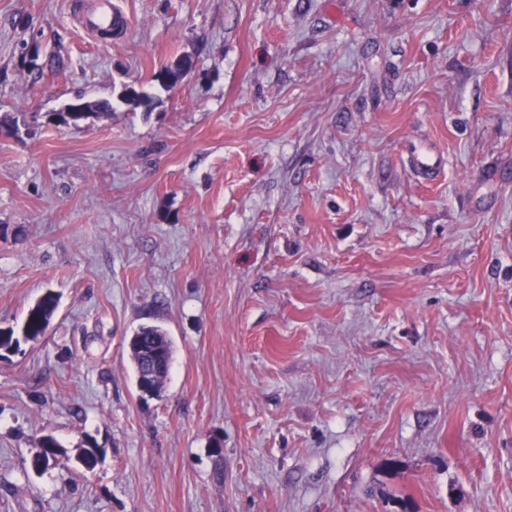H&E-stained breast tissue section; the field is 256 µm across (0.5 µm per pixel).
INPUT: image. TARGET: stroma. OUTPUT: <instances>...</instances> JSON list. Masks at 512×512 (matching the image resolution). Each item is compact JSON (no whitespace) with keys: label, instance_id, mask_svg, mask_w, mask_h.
Returning a JSON list of instances; mask_svg holds the SVG:
<instances>
[{"label":"stroma","instance_id":"obj_1","mask_svg":"<svg viewBox=\"0 0 512 512\" xmlns=\"http://www.w3.org/2000/svg\"><path fill=\"white\" fill-rule=\"evenodd\" d=\"M91 3L0 0V512H512V0ZM119 12L114 7L112 0H98L91 14L80 16L82 26L95 36L99 33H107L112 30L114 19L119 21ZM75 102L78 105L75 109L63 111L71 113L64 114L62 112H55L52 114L51 120L58 125L78 126L81 122L98 118L104 112H110L112 110V103L107 99L93 102V106L98 112L90 109L87 105V101L84 99H77ZM409 158L414 171L421 179H431L445 166L444 155L431 145L411 146ZM56 303L55 296L52 293H48L29 310L22 328L25 340L34 341L40 336H44ZM131 351L135 364L136 378L138 379L142 370L144 358L149 352H153L161 361L162 369L156 379V388L159 394L164 380L168 376L171 361V342L164 332L158 327H143L132 337Z\"/></svg>","mask_w":512,"mask_h":512}]
</instances>
